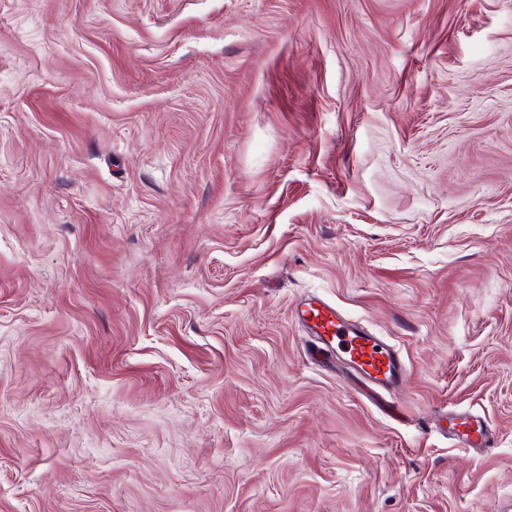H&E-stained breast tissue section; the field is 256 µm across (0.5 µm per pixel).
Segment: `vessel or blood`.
I'll list each match as a JSON object with an SVG mask.
<instances>
[{"label": "vessel or blood", "instance_id": "obj_1", "mask_svg": "<svg viewBox=\"0 0 512 512\" xmlns=\"http://www.w3.org/2000/svg\"><path fill=\"white\" fill-rule=\"evenodd\" d=\"M295 317L306 330L311 357L321 365L342 358L350 370L383 391H392L403 376L404 363L393 346L361 324L346 318L335 305L317 298L300 302ZM448 430L462 447L484 450L493 443L487 422L474 414H459Z\"/></svg>", "mask_w": 512, "mask_h": 512}]
</instances>
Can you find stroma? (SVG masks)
<instances>
[{"mask_svg":"<svg viewBox=\"0 0 512 512\" xmlns=\"http://www.w3.org/2000/svg\"><path fill=\"white\" fill-rule=\"evenodd\" d=\"M0 512H512V0H0ZM295 317L309 336L311 357L319 364L329 366L339 356L350 370L386 393L398 385L404 363L397 350L346 318L335 305L307 298L297 306ZM448 432L453 434L463 448L486 450L493 443V433L487 422L474 414L450 412ZM459 420L460 422H455ZM462 427V428H461Z\"/></svg>","mask_w":512,"mask_h":512,"instance_id":"stroma-1","label":"stroma"}]
</instances>
